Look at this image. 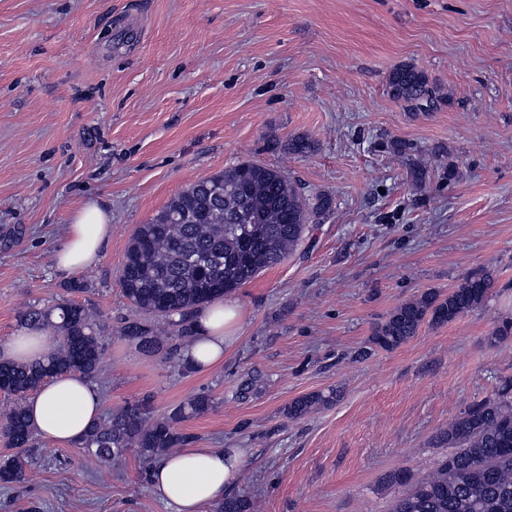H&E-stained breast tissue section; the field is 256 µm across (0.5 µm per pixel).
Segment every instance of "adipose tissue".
<instances>
[{
	"label": "adipose tissue",
	"instance_id": "obj_1",
	"mask_svg": "<svg viewBox=\"0 0 512 512\" xmlns=\"http://www.w3.org/2000/svg\"><path fill=\"white\" fill-rule=\"evenodd\" d=\"M111 232L108 212L94 202L84 205L68 224L64 241L55 252L57 269L72 274L96 263ZM240 317L235 301L223 299L207 306L195 321L197 339L187 351L188 359L200 368L223 359L225 349L237 339ZM52 346L48 331L26 326L0 345V356L20 363L35 362ZM27 409L42 438L73 445L101 418L103 404L87 378L65 374L35 392ZM245 458L242 448H184L164 456L150 471L149 481L171 512H201L202 506L223 500Z\"/></svg>",
	"mask_w": 512,
	"mask_h": 512
}]
</instances>
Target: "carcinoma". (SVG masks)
Listing matches in <instances>:
<instances>
[{
	"instance_id": "obj_1",
	"label": "carcinoma",
	"mask_w": 512,
	"mask_h": 512,
	"mask_svg": "<svg viewBox=\"0 0 512 512\" xmlns=\"http://www.w3.org/2000/svg\"><path fill=\"white\" fill-rule=\"evenodd\" d=\"M393 99L414 112L434 105L426 74L405 63L387 78ZM325 194L308 195L279 169L243 161L199 180L176 194L146 223L140 224L126 249L118 284L123 297L144 315L166 325L130 319L120 334L141 351L184 350L195 340L194 318L212 301L236 291L261 271L280 264L301 243L308 224L331 210ZM493 287L489 273L467 276L443 293L427 289L391 311L378 324L370 343L391 351L417 336L425 324H449L481 305ZM51 329L57 346L44 360H0V388L12 401L0 412V436L11 453L0 455V483L28 479L27 459L36 452L35 431L25 400L50 378L78 372L99 376L107 326L92 305L63 299L48 308L31 307L19 325ZM331 395L314 392L286 405L285 415L301 418L329 404ZM215 407L208 394H196L156 417L146 402L128 404L99 419L80 444L103 461L135 450L146 462L158 460L190 443L181 424ZM449 449L428 476L412 480L391 473L387 482L404 488L391 512H512V379H504L488 398L469 406L436 436ZM256 502L243 494H226L215 512H255Z\"/></svg>"
}]
</instances>
